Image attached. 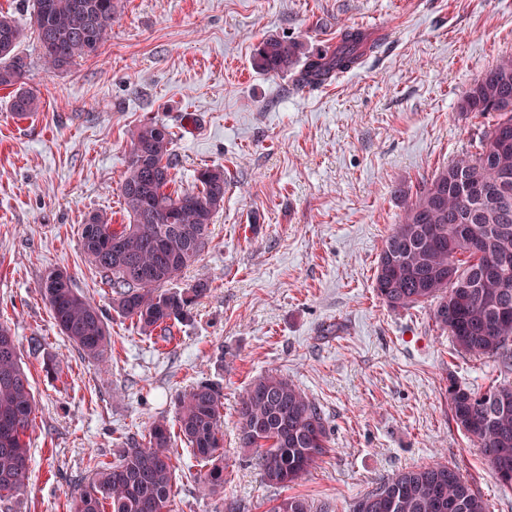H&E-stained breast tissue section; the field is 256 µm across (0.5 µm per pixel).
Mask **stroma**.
Listing matches in <instances>:
<instances>
[{"mask_svg": "<svg viewBox=\"0 0 512 512\" xmlns=\"http://www.w3.org/2000/svg\"><path fill=\"white\" fill-rule=\"evenodd\" d=\"M344 26L387 40L316 90L252 66L263 36L315 50ZM17 51L41 108L17 118L0 88V323L35 399L30 478L11 512H68L95 462L156 420L175 424L176 394L201 380L224 388V490L203 494V463L173 437L174 512H224L230 500L269 512L289 494L350 512L398 471L436 460L457 466L489 512H512V488L457 429L446 398L452 378L485 390L494 362L458 352L429 306L395 310L374 291L406 203L478 142L480 119L458 105L512 56V0H119L108 39L66 70L47 68L35 33ZM150 118L174 136L169 191L193 189L204 166L229 182L205 249L171 284L210 290L165 338L113 310L81 246L90 215L127 223L131 134ZM54 269L105 310L108 362L55 326L40 293ZM268 372L299 385L329 430L327 452L285 489L262 482L238 440L237 404Z\"/></svg>", "mask_w": 512, "mask_h": 512, "instance_id": "stroma-1", "label": "stroma"}]
</instances>
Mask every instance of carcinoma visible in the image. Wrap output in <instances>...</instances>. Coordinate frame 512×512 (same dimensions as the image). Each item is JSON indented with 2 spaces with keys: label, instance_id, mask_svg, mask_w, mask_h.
Instances as JSON below:
<instances>
[{
  "label": "carcinoma",
  "instance_id": "1",
  "mask_svg": "<svg viewBox=\"0 0 512 512\" xmlns=\"http://www.w3.org/2000/svg\"><path fill=\"white\" fill-rule=\"evenodd\" d=\"M110 0H32L29 24L52 70L98 51L115 18ZM336 47L310 53L298 40L268 35L254 48L255 69L266 74L297 70L302 89L315 88L357 68L378 43L351 26ZM24 28L0 14V87L11 89L10 111L19 118L39 111L40 98L24 86L27 63L16 52ZM459 110L489 116L475 151L440 169L408 202L378 257L377 295L391 308L428 303L440 329L460 352L497 360L500 378L484 391L448 379V407L456 426L489 462L498 482L512 487V58H504L467 89ZM168 127L153 119L132 134L122 198L129 223L115 229L103 215L82 227L85 258L112 288V308L150 335L187 322L209 291L199 281L183 291L165 284L204 249L215 215L224 206V169L196 170V187L167 191L173 165ZM473 229L489 239L491 253L509 259L500 274L465 249ZM41 293L60 333L85 357L101 361L111 347L103 310L80 295L71 278L57 270L43 280ZM223 393L202 380L176 398L179 434L196 456L210 463L199 476L203 492L224 490ZM35 401L16 338L0 323V502L29 481L24 440ZM240 447L255 453L263 481L286 487L325 453L329 433L321 409L294 382L267 373L253 379L237 409ZM177 464L171 431L164 420L148 436L126 438L113 461H99L89 485L72 499L70 512H172ZM270 512H330L305 498L288 496ZM352 512H487L483 498L458 468L436 461L408 468L353 502Z\"/></svg>",
  "mask_w": 512,
  "mask_h": 512
}]
</instances>
